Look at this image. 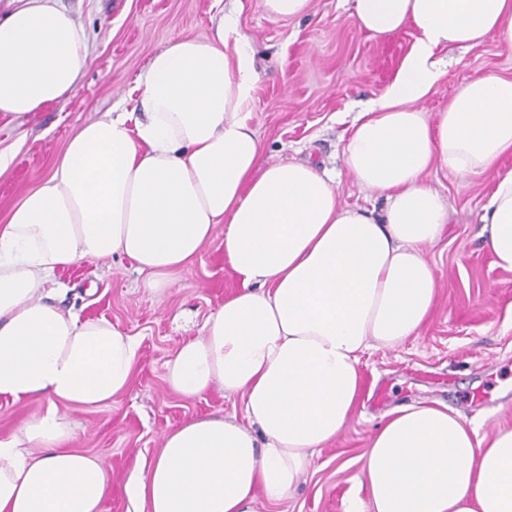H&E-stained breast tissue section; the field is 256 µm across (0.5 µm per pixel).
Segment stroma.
I'll return each mask as SVG.
<instances>
[{"label":"stroma","instance_id":"35a3bbf8","mask_svg":"<svg viewBox=\"0 0 512 512\" xmlns=\"http://www.w3.org/2000/svg\"><path fill=\"white\" fill-rule=\"evenodd\" d=\"M62 2L89 38L90 60L66 101L22 118L0 117V153L12 158L0 176V224L51 173L75 129L130 107L134 82L153 54L177 37L211 36L230 12L254 50L250 123L263 143L261 165L314 163L335 179L346 205L384 208V197L359 187L346 170L343 148L359 112L386 91L413 30L390 40L372 37L358 28L345 0H312L310 12L294 18L268 17L262 0ZM440 55L445 72L421 103L430 115L482 73L512 78V47L493 35L478 48ZM426 179L448 204L443 235L427 250L439 285L428 322L419 336L363 355L362 396L347 426L314 455L289 496L258 500V512H347L351 500H368L363 456L382 416L398 405L446 404L482 437L512 427V271L495 265L480 235L493 177L437 167ZM56 280L60 288L49 303L107 319L139 343L131 383L116 404L59 407L75 426L72 450L103 465L109 486L103 512H136L126 484L154 461L164 431L191 417L244 419L239 395L215 389L187 400L164 376L167 358L199 335L238 287L224 237L216 235L200 262L158 293L145 288L131 260L117 256L60 270Z\"/></svg>","mask_w":512,"mask_h":512}]
</instances>
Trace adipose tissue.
Returning <instances> with one entry per match:
<instances>
[{
	"mask_svg": "<svg viewBox=\"0 0 512 512\" xmlns=\"http://www.w3.org/2000/svg\"><path fill=\"white\" fill-rule=\"evenodd\" d=\"M358 27L417 31L382 97L343 149L382 212L343 205L327 174L260 165L250 125L255 83L234 17L216 35L179 37L150 59L134 111L78 128L54 171L0 225V396L47 408L0 440V512H103L95 457L69 449L58 403L109 404L126 390L138 344L104 319L45 301L59 269L113 255L159 291L200 258L216 228L239 290L166 360L170 388L193 399L240 394L245 423L194 418L167 431L127 491L138 512H255L288 495L310 451L344 429L361 397L362 354L418 336L436 298L426 250L448 208L426 182L436 166L498 176L486 244L512 271V80L488 73L428 116L417 104L443 73L440 50L512 46V0H347ZM90 57L61 0H18L0 20V115L64 101ZM369 503L350 512H512V428L477 438L459 413L401 405L370 440Z\"/></svg>",
	"mask_w": 512,
	"mask_h": 512,
	"instance_id": "1",
	"label": "adipose tissue"
}]
</instances>
